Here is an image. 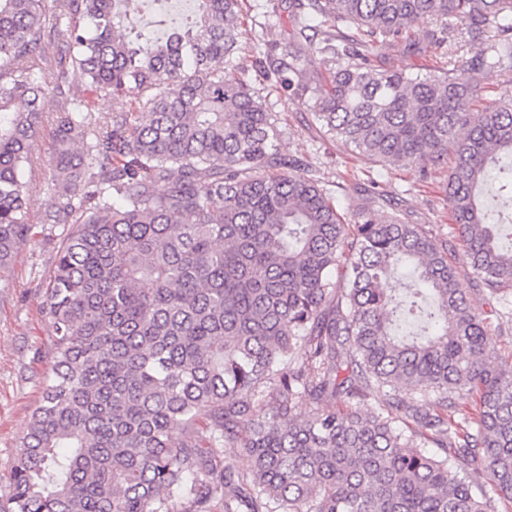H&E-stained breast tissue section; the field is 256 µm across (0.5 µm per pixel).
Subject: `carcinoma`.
<instances>
[{
	"label": "carcinoma",
	"instance_id": "obj_1",
	"mask_svg": "<svg viewBox=\"0 0 512 512\" xmlns=\"http://www.w3.org/2000/svg\"><path fill=\"white\" fill-rule=\"evenodd\" d=\"M130 2L0 0V270L32 233L27 179L47 126L42 223L71 225L49 272L51 371L0 512H494V497L512 500V361L448 248L389 199L346 221L280 151L276 119L238 76L243 0H195L144 42L124 33ZM271 6L292 35L252 46V64L307 98L324 135L423 173L453 153L452 221L508 315L512 88L481 102L487 76L512 68V0ZM448 18L428 32L441 64H375L417 22ZM305 45L330 68L299 85ZM47 66L54 112L37 81ZM86 91L115 108L94 114ZM132 92L149 112L124 109ZM469 462L493 495L475 492Z\"/></svg>",
	"mask_w": 512,
	"mask_h": 512
}]
</instances>
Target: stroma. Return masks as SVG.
<instances>
[{
	"label": "stroma",
	"mask_w": 512,
	"mask_h": 512,
	"mask_svg": "<svg viewBox=\"0 0 512 512\" xmlns=\"http://www.w3.org/2000/svg\"><path fill=\"white\" fill-rule=\"evenodd\" d=\"M262 0H245V48L239 53L240 76L250 84L283 132L284 154L309 163L321 185L331 191L338 210L353 217L363 205L359 185L398 198L401 215L412 224L425 225L435 244L447 245L448 258L461 281L478 285L451 221L445 187L450 166L428 172L410 165L396 167L362 161L344 143L324 136L318 122L300 99L272 90L269 81L250 65L247 45L279 46L287 42L291 25L287 16H267ZM170 9L165 0H145L125 23L129 37L159 38L166 29ZM65 224H34L33 234L19 250L13 265L0 272V502L12 493V466L27 433L33 410L41 401V383L50 371L49 350L54 332L47 314V274Z\"/></svg>",
	"instance_id": "35a3bbf8"
}]
</instances>
